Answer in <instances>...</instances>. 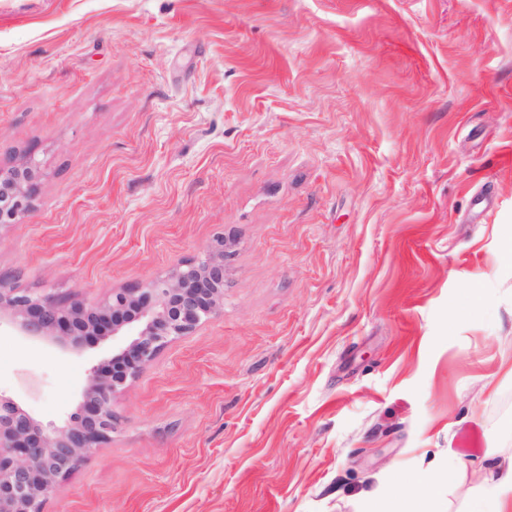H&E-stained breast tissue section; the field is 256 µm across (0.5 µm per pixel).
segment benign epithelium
I'll list each match as a JSON object with an SVG mask.
<instances>
[{"instance_id": "obj_1", "label": "benign epithelium", "mask_w": 512, "mask_h": 512, "mask_svg": "<svg viewBox=\"0 0 512 512\" xmlns=\"http://www.w3.org/2000/svg\"><path fill=\"white\" fill-rule=\"evenodd\" d=\"M38 164L0 171V226L13 224L36 191ZM224 241L203 259L87 308L19 292L0 278V319L12 332L78 350L88 336L112 335L115 354L94 367L79 411L45 427L0 399V512H41L43 501L95 448L112 437V394L135 378L170 340L193 333L224 308Z\"/></svg>"}]
</instances>
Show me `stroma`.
Returning a JSON list of instances; mask_svg holds the SVG:
<instances>
[{
    "instance_id": "stroma-1",
    "label": "stroma",
    "mask_w": 512,
    "mask_h": 512,
    "mask_svg": "<svg viewBox=\"0 0 512 512\" xmlns=\"http://www.w3.org/2000/svg\"><path fill=\"white\" fill-rule=\"evenodd\" d=\"M0 276L91 307L224 240V309L41 512H466L512 456V0H0ZM81 352L0 334V397ZM457 481L446 485L451 463ZM37 171L38 164L34 159L7 172L0 170V227L14 224L29 208L36 191Z\"/></svg>"
}]
</instances>
